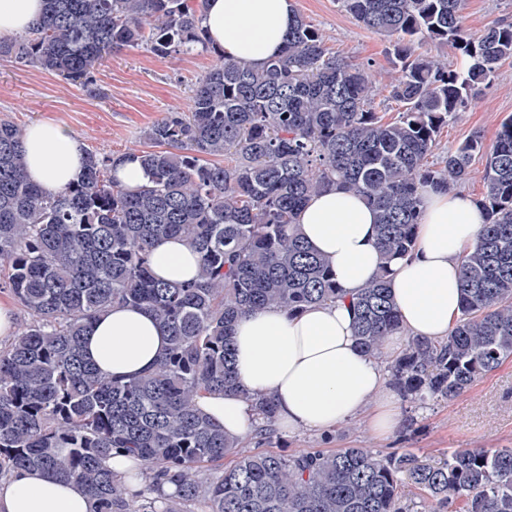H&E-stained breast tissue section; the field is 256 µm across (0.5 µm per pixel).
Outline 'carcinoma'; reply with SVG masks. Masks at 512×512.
Returning <instances> with one entry per match:
<instances>
[{"mask_svg": "<svg viewBox=\"0 0 512 512\" xmlns=\"http://www.w3.org/2000/svg\"><path fill=\"white\" fill-rule=\"evenodd\" d=\"M44 2L28 36L0 42V58L85 83L125 49L201 47L215 59L189 110L143 131L149 149L89 151L79 178L55 192L27 181L24 131L0 118V289L28 315L0 345V474L73 481L90 512H420L402 504L404 482L430 512H512V448H450L436 462L406 448L254 452L199 407L207 393L239 392L238 318L347 299L297 230L313 196L336 184L363 197L388 261L413 251L424 192L453 191L477 160L486 221L461 258V312L448 338L410 337L387 351L401 326L384 266L347 300L358 345L386 364L388 385L408 402L455 398L512 358V117L493 144L472 136L443 166L427 163L441 128L512 58V23L473 38L464 0H339L393 47L399 76L389 94L403 111L387 122L372 109L370 66L337 56L299 13L281 54L257 68L213 47L204 0ZM425 41L454 49L463 66L419 53ZM132 155L148 181L128 191L113 170ZM176 237L199 254L191 282L153 275V247ZM116 303L148 309L169 337L159 363L126 381L82 354L92 320ZM243 396L256 411L255 438L271 440L274 396ZM115 454L128 462L122 471L105 465ZM205 468L219 474L203 478Z\"/></svg>", "mask_w": 512, "mask_h": 512, "instance_id": "carcinoma-1", "label": "carcinoma"}]
</instances>
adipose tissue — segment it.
Listing matches in <instances>:
<instances>
[{
  "label": "adipose tissue",
  "instance_id": "ef3b65f1",
  "mask_svg": "<svg viewBox=\"0 0 512 512\" xmlns=\"http://www.w3.org/2000/svg\"><path fill=\"white\" fill-rule=\"evenodd\" d=\"M42 9V0H0V41L27 32ZM294 20L293 0H207L202 25L225 56L260 67L282 50ZM24 150L27 178L48 191L64 188L83 171L84 144L58 123H31ZM375 221L362 197L336 186L312 197L297 216L302 237L329 259L344 294L354 295L388 266L403 334L447 338L461 310L460 258L482 232V211L464 195L426 192L415 251L388 263ZM197 266L195 249L181 239L153 249L151 268L160 279L192 280ZM167 345L148 310L115 304L91 323L84 353L101 373L128 380L151 368ZM233 348L241 394L213 392L200 402L228 437H244L253 427L249 392L273 394L277 421L290 431H325L368 407L379 433H391L400 421L380 365L357 344L348 303L317 304L293 315L280 308L244 315L235 325ZM89 510L85 491L60 477L22 471L0 482V512Z\"/></svg>",
  "mask_w": 512,
  "mask_h": 512
}]
</instances>
